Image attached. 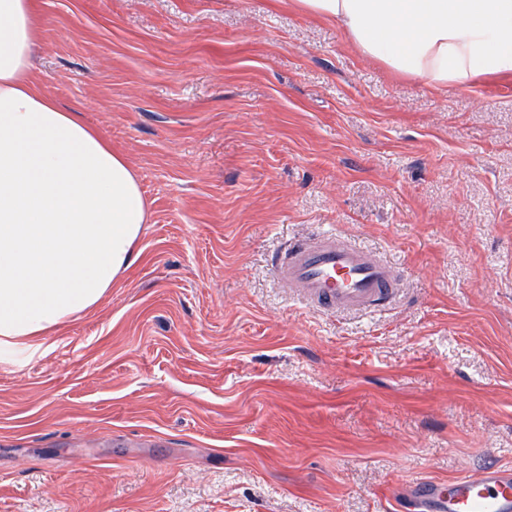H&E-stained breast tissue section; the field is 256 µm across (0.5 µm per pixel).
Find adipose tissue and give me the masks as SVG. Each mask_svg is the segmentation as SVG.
<instances>
[{
	"instance_id": "1",
	"label": "adipose tissue",
	"mask_w": 512,
	"mask_h": 512,
	"mask_svg": "<svg viewBox=\"0 0 512 512\" xmlns=\"http://www.w3.org/2000/svg\"><path fill=\"white\" fill-rule=\"evenodd\" d=\"M361 55L440 91L512 75V0H290ZM39 0H0V356L47 354L137 260L148 208L127 158L32 72Z\"/></svg>"
}]
</instances>
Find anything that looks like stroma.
<instances>
[{
	"instance_id": "stroma-1",
	"label": "stroma",
	"mask_w": 512,
	"mask_h": 512,
	"mask_svg": "<svg viewBox=\"0 0 512 512\" xmlns=\"http://www.w3.org/2000/svg\"><path fill=\"white\" fill-rule=\"evenodd\" d=\"M38 81L131 164L139 256L0 363V512H403L512 466V76L428 90L270 0H42ZM401 272L386 310L274 282L288 239Z\"/></svg>"
}]
</instances>
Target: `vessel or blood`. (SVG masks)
<instances>
[{"instance_id":"vessel-or-blood-1","label":"vessel or blood","mask_w":512,"mask_h":512,"mask_svg":"<svg viewBox=\"0 0 512 512\" xmlns=\"http://www.w3.org/2000/svg\"><path fill=\"white\" fill-rule=\"evenodd\" d=\"M272 265L282 287L325 311H382L399 285L393 266L333 232L292 238ZM404 498L432 502L438 512H512V467H485L444 488L418 479Z\"/></svg>"}]
</instances>
